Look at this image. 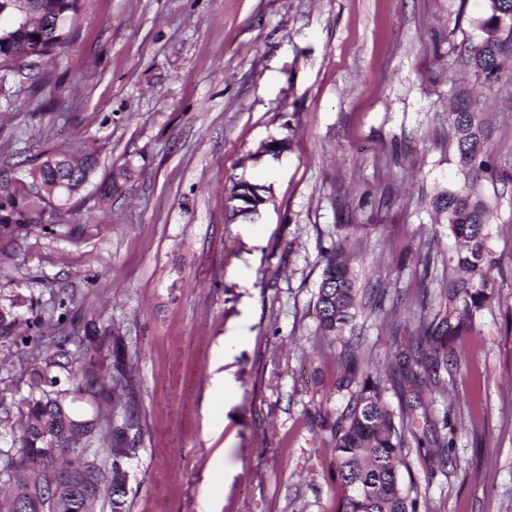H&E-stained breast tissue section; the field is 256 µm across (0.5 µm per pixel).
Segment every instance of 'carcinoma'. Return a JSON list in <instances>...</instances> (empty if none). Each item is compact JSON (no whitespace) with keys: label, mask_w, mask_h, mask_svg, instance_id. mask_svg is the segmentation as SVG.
I'll list each match as a JSON object with an SVG mask.
<instances>
[{"label":"carcinoma","mask_w":512,"mask_h":512,"mask_svg":"<svg viewBox=\"0 0 512 512\" xmlns=\"http://www.w3.org/2000/svg\"><path fill=\"white\" fill-rule=\"evenodd\" d=\"M488 11L478 25L486 37L471 48L468 63L483 82L492 84L500 77L501 59L512 53V0H487ZM36 23L3 28L15 14V0H0V68L24 69L64 51L72 43L74 30L85 17L86 0H28ZM448 122L459 164L471 171L488 168L489 147L485 129L474 111V101L458 98L451 103ZM96 159L92 152L80 161L66 155H49L35 176L55 191L58 201L71 199L79 178L75 170ZM435 208L446 215L448 231L461 245L448 260L452 273L440 289L422 282L419 288V314L415 327L395 354L386 357L388 377L378 369L380 359L356 338L352 348L359 353L356 364L346 369L339 387L356 386L347 406L336 415L331 426L336 452V473L345 489L339 512H416L412 498L400 477L399 467L408 448L425 451L439 466L448 464L453 448L454 427L444 419L449 435L439 434L428 413L416 414L423 405L422 394L435 389L453 376L448 356V338L455 335L487 299L494 261L487 245L485 224L490 207L478 178L467 180L459 189L448 190L435 198ZM26 212L11 198L0 202V226L22 223ZM21 304L15 297L0 307V340L13 345L39 347L38 337L18 331ZM359 310L350 261L341 245L332 246L315 305L322 333L339 335ZM113 375L106 379L94 374L59 349L40 353L30 372L29 395L25 398L24 422L18 436L19 462L11 463L14 493L6 501V512H90L91 500L79 488L91 485L106 488L112 512H126L127 489L120 462L131 451L126 431L112 426V412L118 404L131 405L136 392L127 375L125 357L117 352ZM402 389L401 414L395 415L382 400L387 383ZM423 425H417V417ZM103 433V447L88 451V445ZM45 448H63V464L71 469L67 486L53 494L54 480L49 465H27Z\"/></svg>","instance_id":"cac0c4a2"}]
</instances>
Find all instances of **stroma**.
Wrapping results in <instances>:
<instances>
[{
	"instance_id": "1",
	"label": "stroma",
	"mask_w": 512,
	"mask_h": 512,
	"mask_svg": "<svg viewBox=\"0 0 512 512\" xmlns=\"http://www.w3.org/2000/svg\"><path fill=\"white\" fill-rule=\"evenodd\" d=\"M483 0H89L71 46L34 71L0 70V197L27 210L0 232V302L30 300L44 342L60 304L65 350L120 344L135 385L129 512H336L331 425L351 337L392 343L362 309L323 335V250L342 243L355 286L379 289L399 335L422 277L444 287L458 244L432 201L463 185L448 103L477 94L493 172L481 187L496 261L490 298L452 348L453 384L429 413L455 425L439 468L410 449L419 512H512V57L498 82L468 66ZM284 139L280 159L262 145ZM96 152L68 208L33 185L45 154ZM267 187L233 215L241 180ZM238 348L225 354V337ZM25 347L0 343V499L23 421ZM231 484L212 471L215 459Z\"/></svg>"
}]
</instances>
